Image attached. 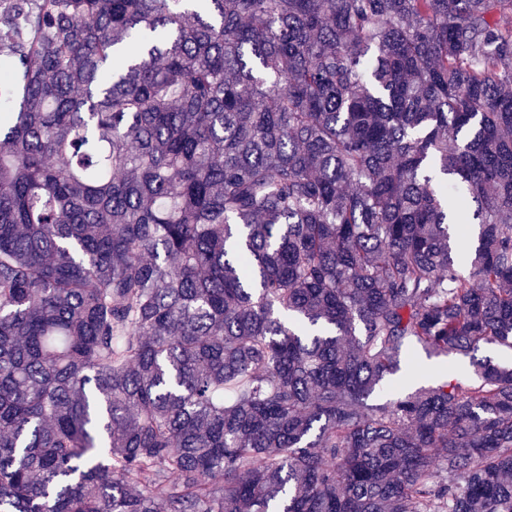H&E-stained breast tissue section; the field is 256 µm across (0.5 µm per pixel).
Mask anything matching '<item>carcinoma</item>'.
<instances>
[{
	"label": "carcinoma",
	"instance_id": "cac0c4a2",
	"mask_svg": "<svg viewBox=\"0 0 512 512\" xmlns=\"http://www.w3.org/2000/svg\"><path fill=\"white\" fill-rule=\"evenodd\" d=\"M484 345L512 0H0V512H512Z\"/></svg>",
	"mask_w": 512,
	"mask_h": 512
}]
</instances>
